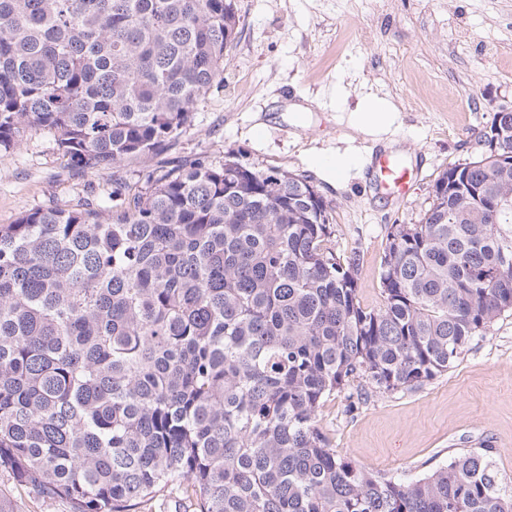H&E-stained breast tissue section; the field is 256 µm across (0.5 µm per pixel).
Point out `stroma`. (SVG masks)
Wrapping results in <instances>:
<instances>
[{"instance_id": "35a3bbf8", "label": "stroma", "mask_w": 512, "mask_h": 512, "mask_svg": "<svg viewBox=\"0 0 512 512\" xmlns=\"http://www.w3.org/2000/svg\"><path fill=\"white\" fill-rule=\"evenodd\" d=\"M238 33L224 60V86L197 106L194 120L164 153L97 173L68 164L52 135L30 129L0 153V224L45 208L102 205L113 180L143 187L152 171L213 163L234 150L244 165L310 176L333 206L332 245L362 257L358 296L382 302L381 263L395 224L419 223L444 170L475 159L476 136L497 106L512 105V0H234ZM385 102L397 118L373 135L352 115ZM422 168L408 196L375 197L370 155L387 141ZM349 152L357 164L331 177L320 159ZM328 399L320 424L349 461L411 481L456 456L494 449L512 475V313L475 336L454 367L429 383L370 393L348 411ZM0 495L19 512H69L0 475Z\"/></svg>"}]
</instances>
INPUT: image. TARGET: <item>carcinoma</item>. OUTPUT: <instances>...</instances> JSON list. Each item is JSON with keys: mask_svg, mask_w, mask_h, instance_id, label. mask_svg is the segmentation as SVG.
Listing matches in <instances>:
<instances>
[{"mask_svg": "<svg viewBox=\"0 0 512 512\" xmlns=\"http://www.w3.org/2000/svg\"><path fill=\"white\" fill-rule=\"evenodd\" d=\"M233 0H0V153L53 134L96 173L167 150L224 86ZM387 234L382 305L305 175L199 157L97 209L0 225V474L70 512H512L494 449L402 482L319 425L361 379L422 386L512 311V112ZM182 487L178 485L172 486L163 500L154 503L152 512H196L194 506L187 507L189 502L184 503Z\"/></svg>", "mask_w": 512, "mask_h": 512, "instance_id": "carcinoma-1", "label": "carcinoma"}]
</instances>
